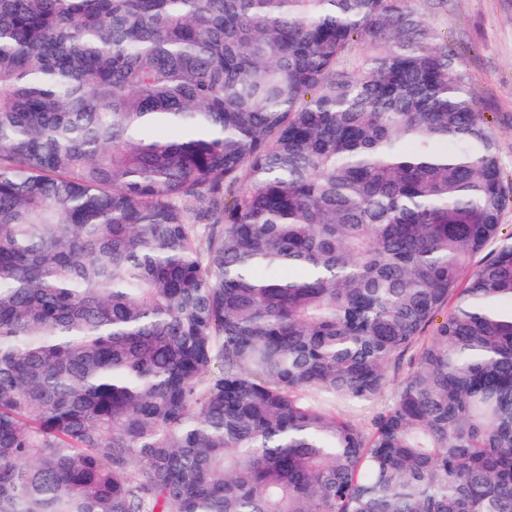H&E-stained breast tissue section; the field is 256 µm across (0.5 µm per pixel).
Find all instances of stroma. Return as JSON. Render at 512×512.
I'll return each instance as SVG.
<instances>
[{
  "instance_id": "obj_1",
  "label": "stroma",
  "mask_w": 512,
  "mask_h": 512,
  "mask_svg": "<svg viewBox=\"0 0 512 512\" xmlns=\"http://www.w3.org/2000/svg\"><path fill=\"white\" fill-rule=\"evenodd\" d=\"M410 3L457 53L468 93L490 121L501 163L512 172V0Z\"/></svg>"
}]
</instances>
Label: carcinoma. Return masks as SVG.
Returning <instances> with one entry per match:
<instances>
[{
	"mask_svg": "<svg viewBox=\"0 0 512 512\" xmlns=\"http://www.w3.org/2000/svg\"><path fill=\"white\" fill-rule=\"evenodd\" d=\"M465 86L408 0H0V512H512Z\"/></svg>",
	"mask_w": 512,
	"mask_h": 512,
	"instance_id": "carcinoma-1",
	"label": "carcinoma"
}]
</instances>
